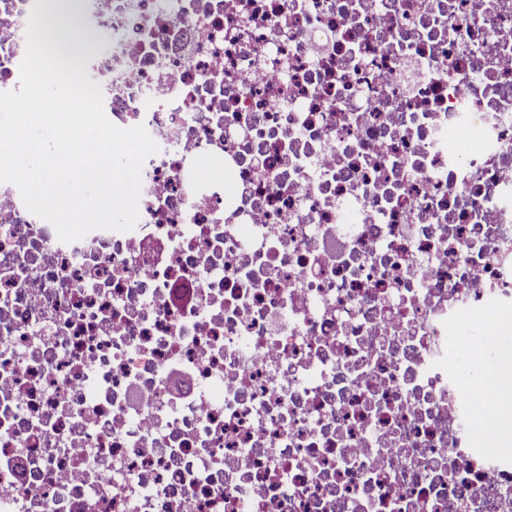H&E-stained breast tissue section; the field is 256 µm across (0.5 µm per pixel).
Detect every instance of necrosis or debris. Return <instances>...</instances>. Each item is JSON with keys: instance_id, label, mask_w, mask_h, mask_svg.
<instances>
[{"instance_id": "1", "label": "necrosis or debris", "mask_w": 512, "mask_h": 512, "mask_svg": "<svg viewBox=\"0 0 512 512\" xmlns=\"http://www.w3.org/2000/svg\"><path fill=\"white\" fill-rule=\"evenodd\" d=\"M81 7L158 150L124 232L0 183V512H512L457 379L512 314V0ZM195 169L202 182L216 183L224 180V167L208 156H200L195 162Z\"/></svg>"}]
</instances>
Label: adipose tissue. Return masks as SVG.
I'll use <instances>...</instances> for the list:
<instances>
[{"label":"adipose tissue","instance_id":"obj_1","mask_svg":"<svg viewBox=\"0 0 512 512\" xmlns=\"http://www.w3.org/2000/svg\"><path fill=\"white\" fill-rule=\"evenodd\" d=\"M478 373L468 393L478 405L480 424H494L502 438L512 437V318L499 319L495 344Z\"/></svg>","mask_w":512,"mask_h":512}]
</instances>
